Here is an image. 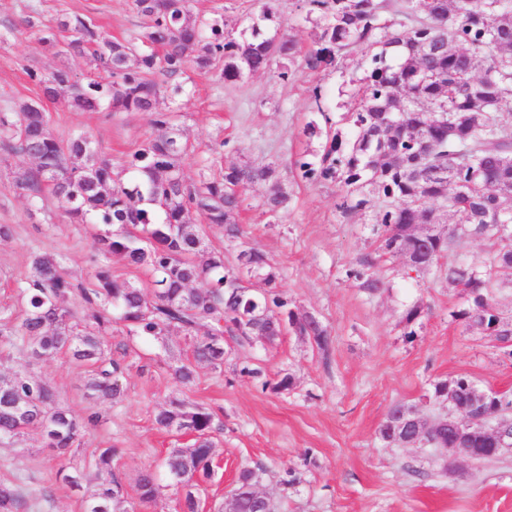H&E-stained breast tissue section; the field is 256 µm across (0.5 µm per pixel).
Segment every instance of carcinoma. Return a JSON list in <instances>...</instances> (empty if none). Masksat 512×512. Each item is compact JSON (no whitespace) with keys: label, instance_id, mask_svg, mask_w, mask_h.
Returning a JSON list of instances; mask_svg holds the SVG:
<instances>
[{"label":"carcinoma","instance_id":"carcinoma-1","mask_svg":"<svg viewBox=\"0 0 512 512\" xmlns=\"http://www.w3.org/2000/svg\"><path fill=\"white\" fill-rule=\"evenodd\" d=\"M133 5L143 25L132 40L102 38L78 14L58 16L42 41L60 54L87 57L90 71L78 79L56 69L39 79L45 99L61 97L73 112L105 107L155 115L156 132L132 154L127 180L114 175L87 137L55 136L42 104L0 113V144L36 165L15 174L16 190L33 202L50 196L75 222L95 228L101 262L88 281L75 285L67 278L63 255L36 254L18 286L19 310L0 317V336L26 357L12 374L0 376V439L37 432L60 461L57 475L83 491L84 512H127L114 467L117 449H98L92 481L83 485L86 474L69 468L67 455L80 445L85 425L58 405L48 380L29 372V360L67 357L85 368L86 397L112 403L123 396L118 378L124 366L112 359L107 340L116 325L131 340L163 342L181 334L188 350L171 370L184 387L195 383L200 366H224L226 334L239 345L252 336L272 344L289 326L324 351L329 344L317 317L285 310L280 273L262 252L245 246L228 266L224 249L206 240L207 226L224 228L229 243L243 238L239 215L250 186L266 187L263 205L271 215L288 206L275 167L231 163L217 176L187 182L183 165L192 144L165 111L164 81L187 65L217 71L224 84L235 85L279 63L278 77L285 80L301 54L298 43L266 34L257 21L250 37L237 39L224 32V24L194 12L193 0ZM306 6L313 25L303 58L307 69L326 71L354 49L364 62L362 75L351 80V106L343 116L353 136L326 115L322 124L307 122L304 135L325 143L317 161L296 162L302 176L339 185L345 213L378 204L382 249L402 256L417 272L432 268L457 242L442 232L419 243L421 224H466L473 238L493 241L494 275L483 277L466 265L448 268V279L461 284L468 299L455 318L486 325L497 340L512 339V321L490 300L493 282H512V235L495 228L512 224V125L503 118L512 109V0H306ZM114 257L153 279L137 286L113 277ZM368 266L364 260L347 276L375 295L384 283ZM252 279L266 289L255 293L241 284ZM198 282L206 287H193ZM75 293L88 309L80 318L64 305ZM450 383L464 398L472 381H438L432 393ZM154 421L192 436L193 444L171 449L162 473H140V500L152 502L163 488L174 487L181 492V512H199L222 424L209 408L184 398L157 407ZM259 483V472L241 469L217 512H275L271 500L255 496ZM26 506L19 490L0 485V512Z\"/></svg>","mask_w":512,"mask_h":512}]
</instances>
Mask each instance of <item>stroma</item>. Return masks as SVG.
Returning <instances> with one entry per match:
<instances>
[{"label": "stroma", "instance_id": "obj_1", "mask_svg": "<svg viewBox=\"0 0 512 512\" xmlns=\"http://www.w3.org/2000/svg\"><path fill=\"white\" fill-rule=\"evenodd\" d=\"M264 2L196 0L195 10L222 21L240 38L249 36ZM65 12L88 17L110 40L133 39L142 25L133 0H0V113L16 111L24 101L42 103L57 137L87 136L114 170H121L153 133L152 113L71 112L63 101L42 95L41 76L60 68L79 76L89 70L86 59L57 54L41 41ZM306 13L303 0H276L265 31L308 46ZM360 61L358 54L346 55L326 72L310 71L299 61L288 80L272 70L245 76L233 88L218 72L190 65L177 79L178 90L167 91L170 110L196 147L184 167L186 179H199L230 161L277 164L288 206L271 216L262 205L264 186L248 188L240 213L245 240L279 270L289 309L322 322L329 347L320 350L291 329L272 345L256 341L240 347L229 341L223 369L199 368L195 385L186 389L169 370L186 351L183 337L173 334L162 344L141 339L125 358L124 396L112 404L85 397V373L66 357L34 362L33 371L50 381L61 406L80 420L99 415L97 424L86 427L75 461L86 466L96 449L116 448L117 472L134 512L178 510L174 489L146 503L136 480L171 449L190 444L189 436L161 430L153 421L158 403L183 395L224 423L207 503H221L238 471L250 467L260 470L261 489L282 512H512V451L489 463L462 460L447 469L429 446L390 448L378 436L396 402L415 405L429 421L444 416L441 404L422 401L436 381L466 377L481 388L512 393V341L500 342L453 317L467 301L446 272L462 263L489 270L490 241L462 240L430 271H409L403 257L382 252L376 208L343 214L337 184L303 178L298 161L314 160L322 149L320 140L303 135V127L324 113L341 122ZM32 166L27 157L0 148V224L14 229L10 238L0 239V308L13 304L32 253L64 254L68 273L78 281L99 261L89 225L71 223L54 200L34 206L14 188L15 173ZM365 259L370 274L384 283L373 297L347 276ZM413 305L423 313L409 326L404 316ZM246 365L260 368V376L242 375ZM286 373L294 386L272 392L270 383ZM56 470L34 437L0 445V484L51 492L31 512H83L80 496Z\"/></svg>", "mask_w": 512, "mask_h": 512}]
</instances>
